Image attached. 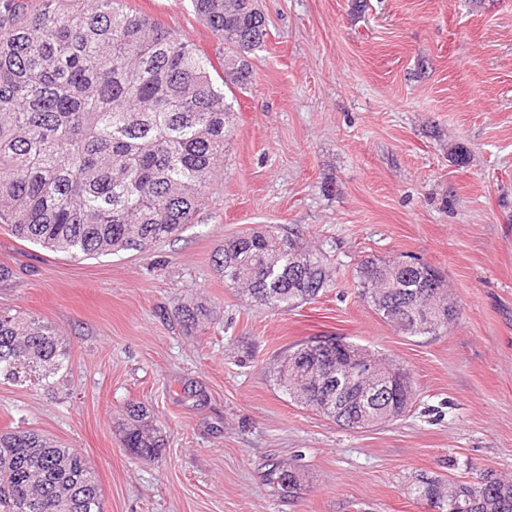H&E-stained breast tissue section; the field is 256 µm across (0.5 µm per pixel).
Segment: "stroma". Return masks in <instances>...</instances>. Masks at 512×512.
<instances>
[{
    "label": "stroma",
    "instance_id": "1",
    "mask_svg": "<svg viewBox=\"0 0 512 512\" xmlns=\"http://www.w3.org/2000/svg\"><path fill=\"white\" fill-rule=\"evenodd\" d=\"M126 5L222 55L191 0ZM259 6L252 79L224 91V176L179 237L74 258L0 225V263L17 274L0 304L52 323L70 352L55 383L0 380V430L79 449L104 512H430L417 474H512V0ZM248 228L324 255L314 300L275 312L225 284L212 258ZM374 257L440 270L455 323L411 336L384 321L356 286ZM188 300L212 309L205 330L178 325ZM315 336L408 368L404 416L353 430L285 395L281 352ZM132 402L163 431L154 461L122 444ZM273 461L298 472L295 497L267 481Z\"/></svg>",
    "mask_w": 512,
    "mask_h": 512
}]
</instances>
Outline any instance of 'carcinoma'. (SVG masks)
Instances as JSON below:
<instances>
[{"label": "carcinoma", "mask_w": 512, "mask_h": 512, "mask_svg": "<svg viewBox=\"0 0 512 512\" xmlns=\"http://www.w3.org/2000/svg\"><path fill=\"white\" fill-rule=\"evenodd\" d=\"M224 43L222 85L211 58L172 29L124 6V0H43L28 11L4 0L0 9V224L20 240L73 258L141 251L175 238L190 223L224 167L233 131L224 87L251 81L249 54L267 35L255 0H191ZM224 283L246 285L258 305L286 312L318 296L324 259L299 237L250 229L224 242L212 259ZM376 259L361 263L360 295L386 322L411 336L421 328L414 300L438 285L436 269H402L382 285ZM184 328L198 329L208 310L181 306ZM295 345L280 359L285 391L292 370L312 358ZM59 332L40 316L0 306V378L27 374L48 382L68 368ZM123 444L156 458L162 431L141 403L126 409ZM270 480L295 493L293 467L269 464ZM446 479L422 474L414 494L441 512H512V478L488 472L452 480L453 503L441 506ZM0 512H103L102 490L85 456L32 430L0 432Z\"/></svg>", "instance_id": "carcinoma-1"}]
</instances>
